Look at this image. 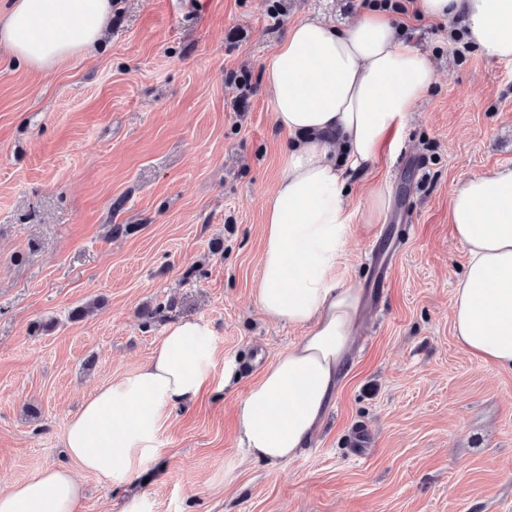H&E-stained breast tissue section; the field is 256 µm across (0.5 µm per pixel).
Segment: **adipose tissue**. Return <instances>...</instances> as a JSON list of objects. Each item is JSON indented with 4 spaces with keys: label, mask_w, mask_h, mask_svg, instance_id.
Segmentation results:
<instances>
[{
    "label": "adipose tissue",
    "mask_w": 512,
    "mask_h": 512,
    "mask_svg": "<svg viewBox=\"0 0 512 512\" xmlns=\"http://www.w3.org/2000/svg\"><path fill=\"white\" fill-rule=\"evenodd\" d=\"M419 19L466 21L486 57L512 60V0H413ZM112 0H12L0 13V53L35 69L93 55ZM275 122L288 135L284 173L268 195L256 300L272 320L305 333L239 403V444L249 458L293 461L323 425L361 323L364 292L336 281L352 232L346 167H365L429 93L435 70L410 45L389 7L336 26L294 24L264 63ZM450 223L467 251L453 292L452 325L471 356L512 369V166L469 178L451 194ZM213 330L169 323L149 363L95 389L64 431L73 468H50L0 491V512H75L76 471L125 488L159 453L161 411L193 402L211 382Z\"/></svg>",
    "instance_id": "adipose-tissue-1"
}]
</instances>
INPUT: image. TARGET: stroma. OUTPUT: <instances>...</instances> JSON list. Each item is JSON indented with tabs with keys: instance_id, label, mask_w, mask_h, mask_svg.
Segmentation results:
<instances>
[{
	"instance_id": "stroma-1",
	"label": "stroma",
	"mask_w": 512,
	"mask_h": 512,
	"mask_svg": "<svg viewBox=\"0 0 512 512\" xmlns=\"http://www.w3.org/2000/svg\"><path fill=\"white\" fill-rule=\"evenodd\" d=\"M364 4L113 0L94 56L49 70L0 60V490L69 465L62 434L93 390L142 368L167 323L196 318L214 331L215 376L229 361L238 376L173 410L160 455L128 485L144 512H512V371L455 342L466 252L448 220L458 183L512 166V61L459 50L448 22L400 16L433 90L347 173L354 231L337 280L370 288L376 240L398 247L327 419L284 465L239 446L238 403L303 333L255 297L285 139L264 62L298 21L345 25ZM372 189L385 212L369 210ZM357 424L361 460L344 444ZM80 480L75 512H122V493Z\"/></svg>"
}]
</instances>
